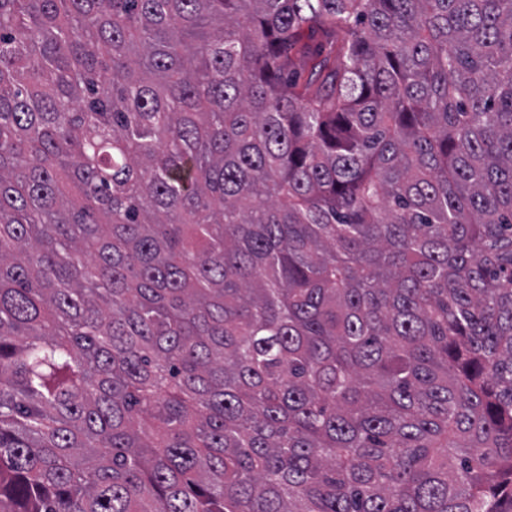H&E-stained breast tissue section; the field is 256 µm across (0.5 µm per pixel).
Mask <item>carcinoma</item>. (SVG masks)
Here are the masks:
<instances>
[{"label": "carcinoma", "instance_id": "carcinoma-1", "mask_svg": "<svg viewBox=\"0 0 512 512\" xmlns=\"http://www.w3.org/2000/svg\"><path fill=\"white\" fill-rule=\"evenodd\" d=\"M0 512H512V0H0Z\"/></svg>", "mask_w": 512, "mask_h": 512}]
</instances>
